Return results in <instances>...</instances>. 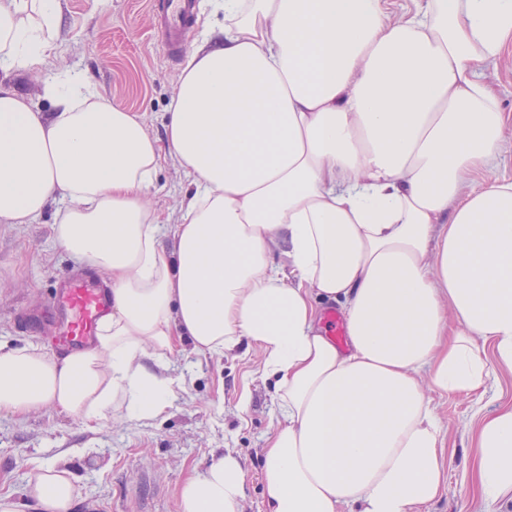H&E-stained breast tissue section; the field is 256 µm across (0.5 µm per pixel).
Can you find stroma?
<instances>
[{"label": "stroma", "instance_id": "obj_1", "mask_svg": "<svg viewBox=\"0 0 512 512\" xmlns=\"http://www.w3.org/2000/svg\"><path fill=\"white\" fill-rule=\"evenodd\" d=\"M60 20L53 50L43 64L17 74L18 89L40 111L50 104L45 78L79 73L108 104L141 116L156 139L165 137V113L175 96L183 62L162 51L150 0H58ZM190 187L170 160L159 168L151 202L166 223ZM55 208L29 224L0 223V342L58 347L43 323L27 321L40 310L56 278L75 261L54 239ZM182 390L157 419L113 417L85 423L46 408L19 418L0 413V495L22 500L36 464L55 462L75 476L80 493L73 512H178V491L204 473L212 456L229 454L242 468L240 512H266L264 448L280 419L273 383L260 373L255 347L241 344L221 355L198 356L189 345L169 356ZM432 405L446 431L445 489L418 512H474L471 422L475 406L491 413L512 405V372L497 371L484 391L470 396L435 392Z\"/></svg>", "mask_w": 512, "mask_h": 512}]
</instances>
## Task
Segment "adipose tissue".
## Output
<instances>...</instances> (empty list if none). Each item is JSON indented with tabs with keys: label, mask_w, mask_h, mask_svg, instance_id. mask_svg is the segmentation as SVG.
<instances>
[{
	"label": "adipose tissue",
	"mask_w": 512,
	"mask_h": 512,
	"mask_svg": "<svg viewBox=\"0 0 512 512\" xmlns=\"http://www.w3.org/2000/svg\"><path fill=\"white\" fill-rule=\"evenodd\" d=\"M213 7L223 24L189 55L159 141L72 72L45 82L50 114L33 110L10 78L52 48L58 0H0V223L63 201L57 244L112 293L80 350L0 347V412L152 420L181 388L178 343L248 341L282 416L267 512H416L443 490L430 392L512 372V180L488 176L506 116L479 75L512 44V0ZM167 158L193 184L169 226L147 203ZM324 302L345 347L318 326ZM473 418L481 501L512 512V405ZM241 494L222 455L181 485L179 512H237ZM26 495L30 512L79 497L51 464Z\"/></svg>",
	"instance_id": "ef3b65f1"
}]
</instances>
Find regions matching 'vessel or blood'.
I'll return each mask as SVG.
<instances>
[{"label":"vessel or blood","instance_id":"1","mask_svg":"<svg viewBox=\"0 0 512 512\" xmlns=\"http://www.w3.org/2000/svg\"><path fill=\"white\" fill-rule=\"evenodd\" d=\"M161 35V48L170 57L180 53L184 33L197 14V0H153ZM112 295L95 280L71 274L57 279L47 300L58 316L57 343L67 349L88 345L100 317L109 309Z\"/></svg>","mask_w":512,"mask_h":512}]
</instances>
